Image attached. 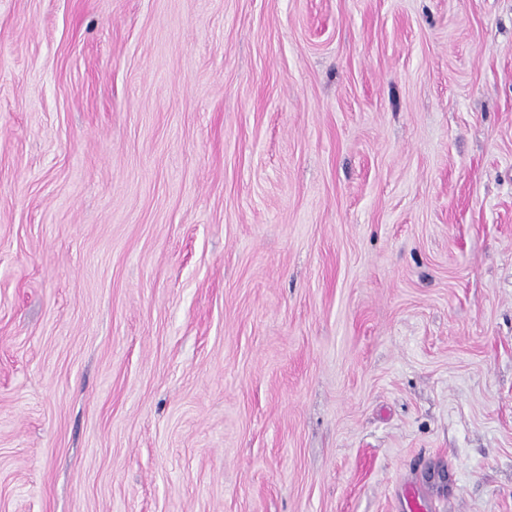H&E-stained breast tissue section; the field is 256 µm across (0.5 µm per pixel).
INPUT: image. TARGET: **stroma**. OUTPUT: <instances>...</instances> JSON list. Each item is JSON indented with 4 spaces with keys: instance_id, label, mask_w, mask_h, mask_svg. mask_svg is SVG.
Masks as SVG:
<instances>
[{
    "instance_id": "obj_1",
    "label": "stroma",
    "mask_w": 512,
    "mask_h": 512,
    "mask_svg": "<svg viewBox=\"0 0 512 512\" xmlns=\"http://www.w3.org/2000/svg\"><path fill=\"white\" fill-rule=\"evenodd\" d=\"M512 512V0H0V512Z\"/></svg>"
}]
</instances>
